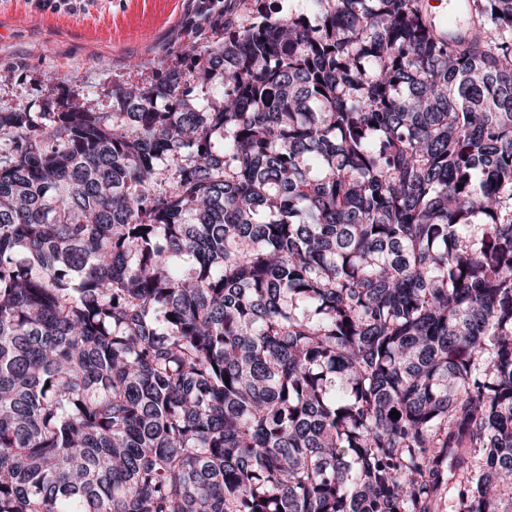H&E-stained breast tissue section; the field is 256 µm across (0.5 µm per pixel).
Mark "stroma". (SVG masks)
<instances>
[{
  "mask_svg": "<svg viewBox=\"0 0 512 512\" xmlns=\"http://www.w3.org/2000/svg\"><path fill=\"white\" fill-rule=\"evenodd\" d=\"M197 0H92L88 13L40 12L0 0V111L55 100L86 112L112 108L118 85H147L183 65L223 18L196 20Z\"/></svg>",
  "mask_w": 512,
  "mask_h": 512,
  "instance_id": "1",
  "label": "stroma"
}]
</instances>
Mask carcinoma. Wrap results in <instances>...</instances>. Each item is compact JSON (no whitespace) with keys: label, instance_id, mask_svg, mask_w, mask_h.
Here are the masks:
<instances>
[{"label":"carcinoma","instance_id":"cac0c4a2","mask_svg":"<svg viewBox=\"0 0 512 512\" xmlns=\"http://www.w3.org/2000/svg\"><path fill=\"white\" fill-rule=\"evenodd\" d=\"M240 2L0 112V512H512V0Z\"/></svg>","mask_w":512,"mask_h":512}]
</instances>
